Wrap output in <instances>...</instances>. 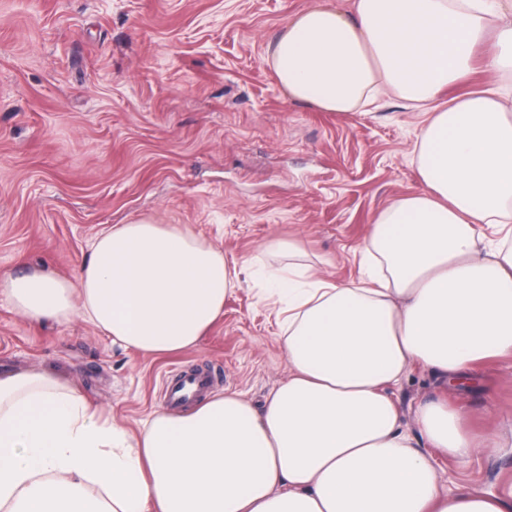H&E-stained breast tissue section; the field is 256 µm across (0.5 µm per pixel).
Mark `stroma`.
I'll return each instance as SVG.
<instances>
[{"instance_id": "35a3bbf8", "label": "stroma", "mask_w": 512, "mask_h": 512, "mask_svg": "<svg viewBox=\"0 0 512 512\" xmlns=\"http://www.w3.org/2000/svg\"><path fill=\"white\" fill-rule=\"evenodd\" d=\"M353 0H0V274L73 277L114 224H184L240 266H275L299 240L322 275L358 279L376 215L420 189L412 149L427 115L393 97L348 116L290 100L264 57L288 19ZM274 306L250 283L194 349L138 356L88 321L37 325L0 299V372L47 370L130 427L165 409L175 368L254 404L287 376ZM405 426L447 398L499 445L449 484L512 485V358L444 385L413 366L391 391Z\"/></svg>"}]
</instances>
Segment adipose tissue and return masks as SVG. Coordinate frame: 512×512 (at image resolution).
<instances>
[{
  "instance_id": "1",
  "label": "adipose tissue",
  "mask_w": 512,
  "mask_h": 512,
  "mask_svg": "<svg viewBox=\"0 0 512 512\" xmlns=\"http://www.w3.org/2000/svg\"><path fill=\"white\" fill-rule=\"evenodd\" d=\"M501 0H355L289 20L265 61L289 98L361 111L388 94L428 109L421 188L380 211L357 281L325 279L299 241L265 289L287 376L262 408L236 394L133 429L67 379L0 374V512H512L502 493L445 487L429 454L466 460L462 410L420 403L404 428L390 394L413 365L440 379L512 356V23ZM490 43L484 89L439 104ZM237 264L183 224H116L76 280L0 276L34 322L83 315L142 356L198 346L241 288ZM424 447H417L416 439Z\"/></svg>"
}]
</instances>
